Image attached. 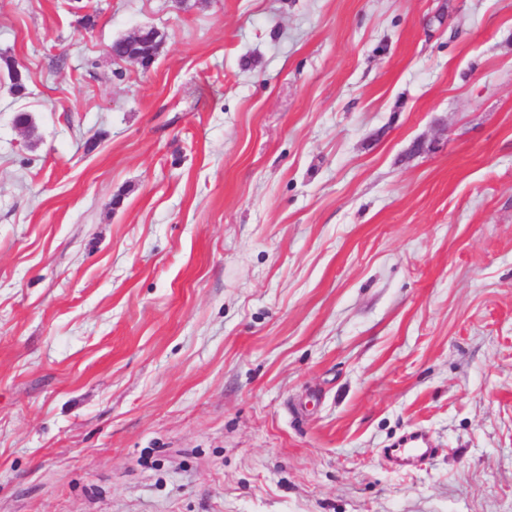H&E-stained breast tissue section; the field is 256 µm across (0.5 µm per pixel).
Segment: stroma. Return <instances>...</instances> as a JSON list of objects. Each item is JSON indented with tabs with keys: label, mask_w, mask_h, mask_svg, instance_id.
I'll use <instances>...</instances> for the list:
<instances>
[{
	"label": "stroma",
	"mask_w": 512,
	"mask_h": 512,
	"mask_svg": "<svg viewBox=\"0 0 512 512\" xmlns=\"http://www.w3.org/2000/svg\"><path fill=\"white\" fill-rule=\"evenodd\" d=\"M0 512H512V0H0ZM154 37L153 31L143 29L137 38H120L113 41L109 47L112 49V54L121 60L135 55L140 59L142 65L149 66L155 57L154 43L159 40H155Z\"/></svg>",
	"instance_id": "1"
}]
</instances>
